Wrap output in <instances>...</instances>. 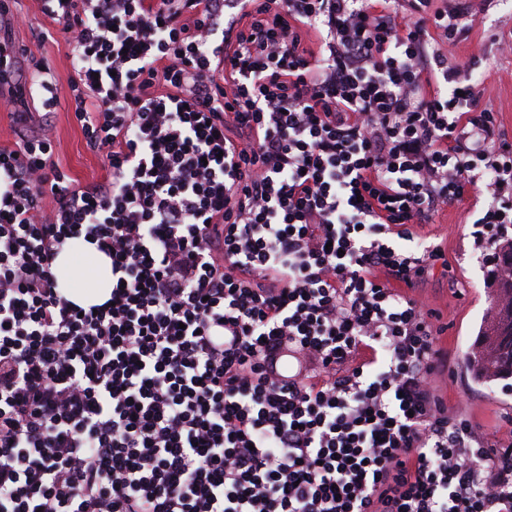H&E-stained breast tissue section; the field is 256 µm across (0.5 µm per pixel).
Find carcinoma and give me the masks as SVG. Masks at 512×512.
I'll return each mask as SVG.
<instances>
[{
  "mask_svg": "<svg viewBox=\"0 0 512 512\" xmlns=\"http://www.w3.org/2000/svg\"><path fill=\"white\" fill-rule=\"evenodd\" d=\"M493 293L477 347L467 356L479 383L512 378V280L496 278Z\"/></svg>",
  "mask_w": 512,
  "mask_h": 512,
  "instance_id": "carcinoma-1",
  "label": "carcinoma"
}]
</instances>
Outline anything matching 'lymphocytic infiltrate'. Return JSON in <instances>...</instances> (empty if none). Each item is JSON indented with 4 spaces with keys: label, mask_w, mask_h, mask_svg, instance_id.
<instances>
[{
    "label": "lymphocytic infiltrate",
    "mask_w": 512,
    "mask_h": 512,
    "mask_svg": "<svg viewBox=\"0 0 512 512\" xmlns=\"http://www.w3.org/2000/svg\"><path fill=\"white\" fill-rule=\"evenodd\" d=\"M103 179L0 146V512H512L437 392L434 216L512 224L472 0H41ZM112 261L82 307L55 260ZM86 272H89L94 276V281L97 274L101 272L103 275V282L99 285H91L85 288L66 289L64 294L75 303L84 307L104 303L111 297L112 292V271L110 260L104 256H101L98 259L87 260V265L80 269V274L82 275Z\"/></svg>",
    "instance_id": "1"
}]
</instances>
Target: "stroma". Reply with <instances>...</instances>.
<instances>
[{
	"label": "stroma",
	"mask_w": 512,
	"mask_h": 512,
	"mask_svg": "<svg viewBox=\"0 0 512 512\" xmlns=\"http://www.w3.org/2000/svg\"><path fill=\"white\" fill-rule=\"evenodd\" d=\"M10 8L19 24L6 31L5 38L22 50V71L35 75V63L46 60L59 97L55 112L42 114L39 100L25 97L18 104L21 112L36 113L26 126L28 133L51 124L56 148L54 158L77 182L100 179L105 173L103 158L90 151L80 128L73 122L67 106L71 61L64 48L43 45L35 37L46 26L39 0H12ZM476 21L467 38L454 49L457 61L477 59L473 77L484 91L483 101L497 112L501 128L512 138V55L498 51L493 35L512 30V0H474ZM477 215L473 200L466 199L427 225L425 234L435 237L444 250V262L415 290L427 308L439 315V349L447 351L451 368L439 381L438 392L449 408L465 413L479 426L488 444L500 447L512 442V392L500 387H485L473 381L466 369L465 355L476 343L490 297L486 281L490 267L482 259L471 235V223Z\"/></svg>",
	"instance_id": "1"
}]
</instances>
